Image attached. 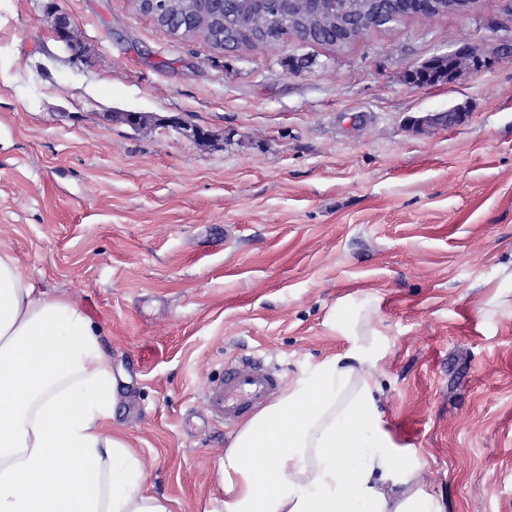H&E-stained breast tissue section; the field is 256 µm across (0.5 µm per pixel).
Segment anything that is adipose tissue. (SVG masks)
<instances>
[{
	"mask_svg": "<svg viewBox=\"0 0 512 512\" xmlns=\"http://www.w3.org/2000/svg\"><path fill=\"white\" fill-rule=\"evenodd\" d=\"M474 307L486 322L512 316V268ZM374 313L330 315L353 349L241 423L219 464L222 512H444L378 405ZM116 393L89 318L36 292L0 249V512H172L112 427Z\"/></svg>",
	"mask_w": 512,
	"mask_h": 512,
	"instance_id": "ef3b65f1",
	"label": "adipose tissue"
}]
</instances>
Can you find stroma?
<instances>
[{
	"label": "stroma",
	"instance_id": "stroma-1",
	"mask_svg": "<svg viewBox=\"0 0 512 512\" xmlns=\"http://www.w3.org/2000/svg\"><path fill=\"white\" fill-rule=\"evenodd\" d=\"M71 23L74 49L52 17ZM512 0L411 16L336 50H215L134 0H0V248L92 321L112 425L173 512H220L235 425L208 405L227 363L289 385L374 298V372L394 440L445 512H512V317L472 299L512 263ZM468 49L447 82L408 73ZM457 110L452 126L418 127ZM116 112L204 128L138 131Z\"/></svg>",
	"mask_w": 512,
	"mask_h": 512
}]
</instances>
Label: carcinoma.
<instances>
[{"label":"carcinoma","mask_w":512,"mask_h":512,"mask_svg":"<svg viewBox=\"0 0 512 512\" xmlns=\"http://www.w3.org/2000/svg\"><path fill=\"white\" fill-rule=\"evenodd\" d=\"M475 2L432 0L429 8L440 15L460 13ZM171 8L191 19L205 16L204 25L187 36H201L216 50L247 49L267 36L297 34L307 35L312 44L340 49L359 40L363 30L384 28L382 19L396 14L384 0H337L334 7L320 0H230L222 14L210 13L205 0H172Z\"/></svg>","instance_id":"1"}]
</instances>
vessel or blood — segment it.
Wrapping results in <instances>:
<instances>
[{"instance_id": "1", "label": "vessel or blood", "mask_w": 512, "mask_h": 512, "mask_svg": "<svg viewBox=\"0 0 512 512\" xmlns=\"http://www.w3.org/2000/svg\"><path fill=\"white\" fill-rule=\"evenodd\" d=\"M280 384L276 370L259 361L230 365L220 385L209 394L212 412L233 423L250 410L262 405Z\"/></svg>"}]
</instances>
